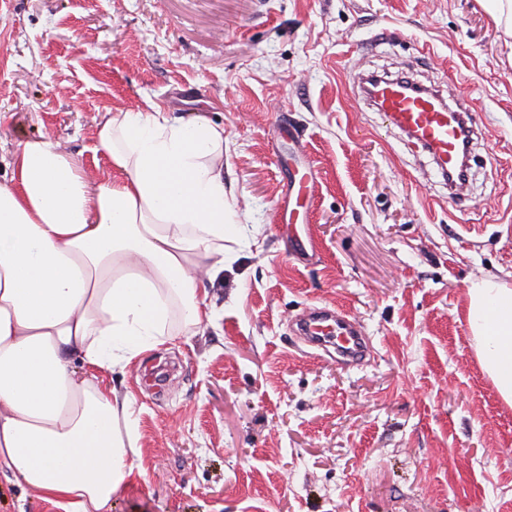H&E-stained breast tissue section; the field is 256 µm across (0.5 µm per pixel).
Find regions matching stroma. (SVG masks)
Returning <instances> with one entry per match:
<instances>
[{
	"label": "stroma",
	"instance_id": "1",
	"mask_svg": "<svg viewBox=\"0 0 512 512\" xmlns=\"http://www.w3.org/2000/svg\"><path fill=\"white\" fill-rule=\"evenodd\" d=\"M407 74L478 113L452 198L427 153L378 128L361 77ZM159 104L224 128V190L248 233L201 283L214 321L104 385L130 392L142 474L110 512H512V406L465 318L512 285V36L488 0H0V181L48 138L91 183L109 112ZM316 191L297 254L286 172ZM312 306L372 345H306ZM0 512H58L0 474Z\"/></svg>",
	"mask_w": 512,
	"mask_h": 512
}]
</instances>
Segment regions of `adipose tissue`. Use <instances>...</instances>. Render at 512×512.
Masks as SVG:
<instances>
[{
	"label": "adipose tissue",
	"instance_id": "ef3b65f1",
	"mask_svg": "<svg viewBox=\"0 0 512 512\" xmlns=\"http://www.w3.org/2000/svg\"><path fill=\"white\" fill-rule=\"evenodd\" d=\"M95 148L120 179L89 183L41 139L0 183V473L61 512H108L128 485L133 401L99 376L212 323L199 280L239 228L222 127L152 104L107 118ZM468 296L480 366L512 405V286L484 276Z\"/></svg>",
	"mask_w": 512,
	"mask_h": 512
}]
</instances>
